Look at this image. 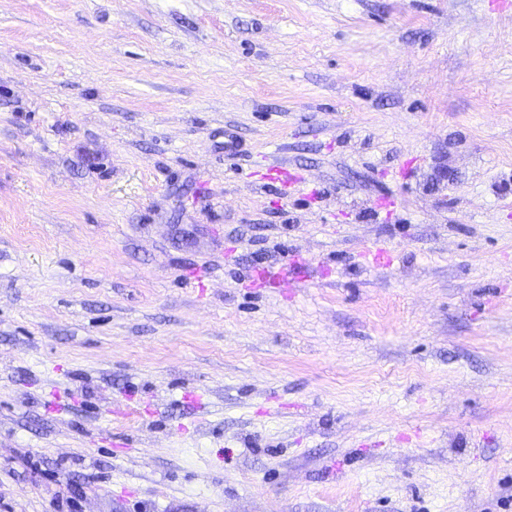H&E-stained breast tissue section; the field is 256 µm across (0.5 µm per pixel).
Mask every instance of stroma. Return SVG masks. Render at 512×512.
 <instances>
[{
  "instance_id": "1",
  "label": "stroma",
  "mask_w": 512,
  "mask_h": 512,
  "mask_svg": "<svg viewBox=\"0 0 512 512\" xmlns=\"http://www.w3.org/2000/svg\"><path fill=\"white\" fill-rule=\"evenodd\" d=\"M0 512H512V0H0Z\"/></svg>"
}]
</instances>
